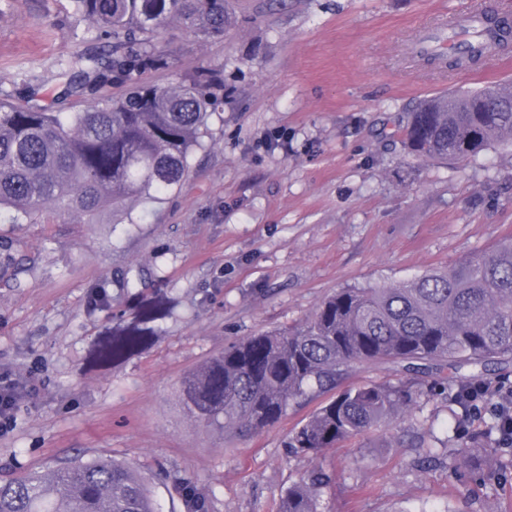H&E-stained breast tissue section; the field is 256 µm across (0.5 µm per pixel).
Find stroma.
I'll return each instance as SVG.
<instances>
[{
	"label": "stroma",
	"instance_id": "stroma-1",
	"mask_svg": "<svg viewBox=\"0 0 512 512\" xmlns=\"http://www.w3.org/2000/svg\"><path fill=\"white\" fill-rule=\"evenodd\" d=\"M512 13V0H235L219 40L169 32L163 83L223 69L226 98L191 174L160 199L133 203L131 222L0 223V385L15 383L0 416V472L112 458L145 477L160 512H186L191 480L210 512H279L314 464L334 475L321 512H512V470L462 483L448 451L484 428L458 412L448 369L426 376L403 428H379L319 459L288 438L333 391L291 403L277 423L234 439L192 418L181 383L231 343L305 321L343 288L398 284L458 265L512 237V148L463 162L412 155L407 114L423 98L512 83L508 63L434 69L412 60L413 39L473 9ZM71 0H0V96L57 93V62L94 47ZM111 311H90L96 287ZM164 299L140 349L108 365L90 352ZM440 460L420 466L421 447Z\"/></svg>",
	"mask_w": 512,
	"mask_h": 512
}]
</instances>
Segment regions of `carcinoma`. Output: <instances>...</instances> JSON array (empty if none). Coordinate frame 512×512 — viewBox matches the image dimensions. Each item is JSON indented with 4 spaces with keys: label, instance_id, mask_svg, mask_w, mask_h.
<instances>
[{
    "label": "carcinoma",
    "instance_id": "obj_1",
    "mask_svg": "<svg viewBox=\"0 0 512 512\" xmlns=\"http://www.w3.org/2000/svg\"><path fill=\"white\" fill-rule=\"evenodd\" d=\"M79 20L112 38L109 51L59 60L74 71L64 95L123 93L72 112L0 99V222L44 224L47 211L79 214L85 224L128 217L127 201L157 198L187 178L189 158L224 108V69L149 83L169 67L159 43L175 23L201 40L234 23L232 0H71ZM512 35L483 28L462 68ZM405 143L417 156L465 161L495 143L512 144V86L440 93L408 113ZM127 328L101 339L99 363L122 359L144 342ZM448 361V379L463 415L483 408L472 383L497 361H512V240L446 272L382 287L343 288L302 324L242 338L182 381L190 414L227 436L276 423L288 406L336 383L358 363L391 362L405 379L337 393L292 436L288 447L319 455L341 441L404 420L420 396L419 373ZM477 445L455 448L449 469L460 478L500 465L512 453L501 412L485 411ZM331 476L314 468L288 489L280 512H320ZM187 512L208 502L185 487ZM0 512H159L142 476L99 458L0 478Z\"/></svg>",
    "mask_w": 512,
    "mask_h": 512
}]
</instances>
